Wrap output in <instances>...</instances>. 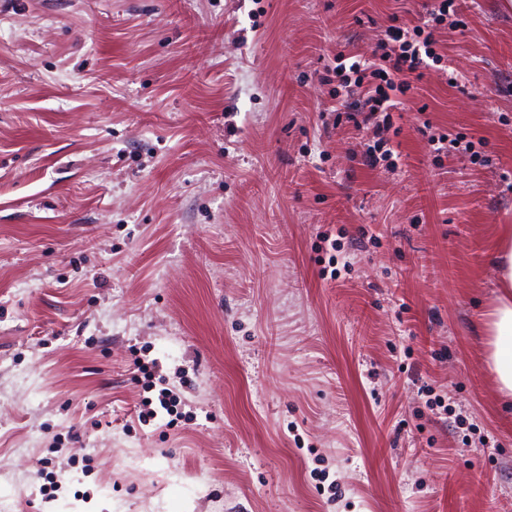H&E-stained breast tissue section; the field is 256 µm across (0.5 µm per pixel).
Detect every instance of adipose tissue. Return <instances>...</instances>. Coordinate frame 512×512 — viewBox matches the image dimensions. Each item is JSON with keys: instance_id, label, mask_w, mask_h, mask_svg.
Listing matches in <instances>:
<instances>
[{"instance_id": "obj_1", "label": "adipose tissue", "mask_w": 512, "mask_h": 512, "mask_svg": "<svg viewBox=\"0 0 512 512\" xmlns=\"http://www.w3.org/2000/svg\"><path fill=\"white\" fill-rule=\"evenodd\" d=\"M492 263L503 292L481 326L487 338L488 363L493 370L504 401L512 402V227L504 228Z\"/></svg>"}]
</instances>
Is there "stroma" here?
<instances>
[{
  "mask_svg": "<svg viewBox=\"0 0 512 512\" xmlns=\"http://www.w3.org/2000/svg\"><path fill=\"white\" fill-rule=\"evenodd\" d=\"M423 2L0 0V512H512V0L392 129L321 79ZM492 263L497 270L503 293L486 315L481 326L487 336L488 363L495 373L504 406L512 407V227H505Z\"/></svg>",
  "mask_w": 512,
  "mask_h": 512,
  "instance_id": "stroma-1",
  "label": "stroma"
}]
</instances>
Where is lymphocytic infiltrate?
<instances>
[{
    "label": "lymphocytic infiltrate",
    "mask_w": 512,
    "mask_h": 512,
    "mask_svg": "<svg viewBox=\"0 0 512 512\" xmlns=\"http://www.w3.org/2000/svg\"><path fill=\"white\" fill-rule=\"evenodd\" d=\"M458 11L457 0H431L426 20L410 28L388 26L371 57L336 52L322 80L333 85L341 111L356 110L355 129L370 124L378 129L392 127L394 113L412 102L425 70L441 63L435 34L448 15ZM354 95L360 102L352 107L347 99Z\"/></svg>",
    "instance_id": "obj_1"
}]
</instances>
